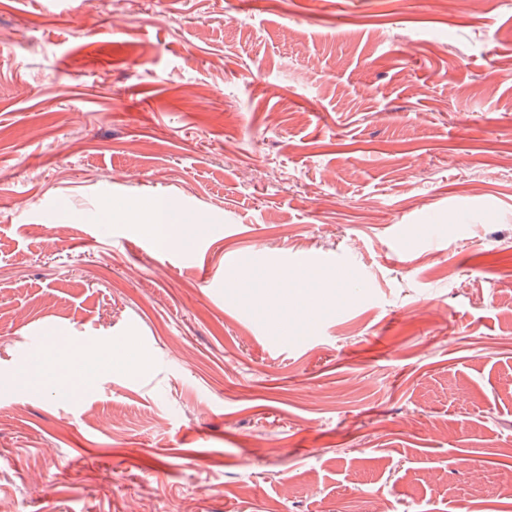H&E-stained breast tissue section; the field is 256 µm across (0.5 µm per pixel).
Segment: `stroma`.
<instances>
[{"instance_id":"35a3bbf8","label":"stroma","mask_w":512,"mask_h":512,"mask_svg":"<svg viewBox=\"0 0 512 512\" xmlns=\"http://www.w3.org/2000/svg\"><path fill=\"white\" fill-rule=\"evenodd\" d=\"M505 448L512 0H0V512H512ZM145 219L149 224H155L159 238L164 244L177 243L188 247L193 240L195 226L200 220L178 210L164 197L157 198L153 207L146 213ZM288 288H290L289 293L288 291L283 293L276 289L268 290L266 293L268 304L281 317L288 319V314H290L304 319L305 313H309L315 306L314 294L308 290L309 287L303 283L302 278H296L295 285H288Z\"/></svg>"}]
</instances>
